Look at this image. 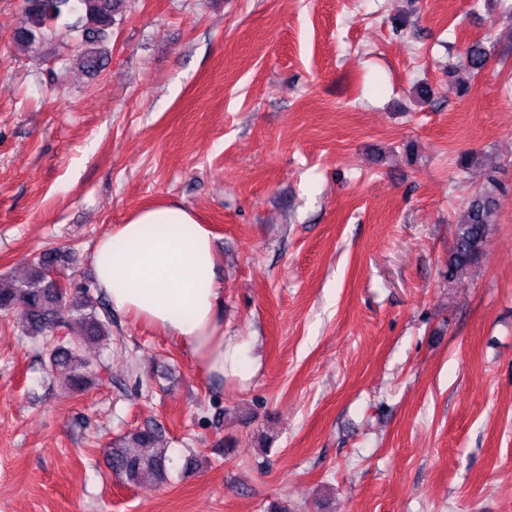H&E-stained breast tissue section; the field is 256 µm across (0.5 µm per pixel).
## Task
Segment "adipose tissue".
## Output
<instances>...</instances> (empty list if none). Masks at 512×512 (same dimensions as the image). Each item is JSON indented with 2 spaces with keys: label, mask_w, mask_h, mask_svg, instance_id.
<instances>
[{
  "label": "adipose tissue",
  "mask_w": 512,
  "mask_h": 512,
  "mask_svg": "<svg viewBox=\"0 0 512 512\" xmlns=\"http://www.w3.org/2000/svg\"><path fill=\"white\" fill-rule=\"evenodd\" d=\"M218 260L208 225L177 202L132 211L91 255L96 284L113 310L156 327L202 372L221 377L238 370L246 348L224 336Z\"/></svg>",
  "instance_id": "adipose-tissue-1"
}]
</instances>
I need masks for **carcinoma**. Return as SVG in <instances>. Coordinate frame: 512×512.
Returning <instances> with one entry per match:
<instances>
[{"label":"carcinoma","mask_w":512,"mask_h":512,"mask_svg":"<svg viewBox=\"0 0 512 512\" xmlns=\"http://www.w3.org/2000/svg\"><path fill=\"white\" fill-rule=\"evenodd\" d=\"M125 7L126 0H24L23 21L12 40L23 49L50 42L56 37L58 21L75 15L71 30L77 33L81 62L86 69L97 70L106 57L103 43ZM488 60L489 48L476 41L465 48L459 63L448 68V76L460 70L475 76ZM496 190L497 182L489 175L464 202L448 256L447 281L462 277L482 257L494 224ZM60 262L61 256L45 253L25 280L7 287L0 284V312L19 314L25 332L47 352V371L64 373L69 388L79 392L95 376L82 356L84 348L112 347V307L104 295H94L87 288L57 287L52 273L59 270ZM167 461L163 434L156 427L136 428L108 443L107 465L124 484H140L147 472L166 480Z\"/></svg>","instance_id":"cac0c4a2"}]
</instances>
